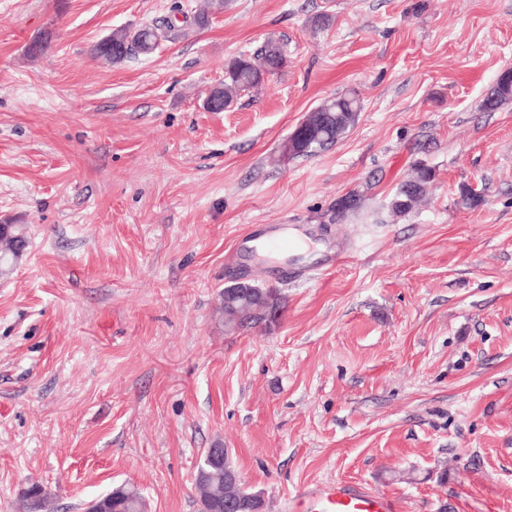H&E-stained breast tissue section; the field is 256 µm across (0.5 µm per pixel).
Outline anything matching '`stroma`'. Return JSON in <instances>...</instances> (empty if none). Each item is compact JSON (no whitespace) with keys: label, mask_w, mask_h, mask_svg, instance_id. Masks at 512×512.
I'll return each mask as SVG.
<instances>
[{"label":"stroma","mask_w":512,"mask_h":512,"mask_svg":"<svg viewBox=\"0 0 512 512\" xmlns=\"http://www.w3.org/2000/svg\"><path fill=\"white\" fill-rule=\"evenodd\" d=\"M172 3L0 0V224L27 237L0 276V512L35 484L50 512L121 486L198 512L210 448L265 512L336 483L396 512H512V101L482 108L512 0H226L153 56L95 55ZM270 38L287 67L207 110ZM346 91L356 124L283 159ZM420 164L426 202L393 215ZM261 224L312 225L316 250L235 253ZM238 281L276 288L279 317L226 332Z\"/></svg>","instance_id":"obj_1"}]
</instances>
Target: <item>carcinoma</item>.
<instances>
[{
  "label": "carcinoma",
  "mask_w": 512,
  "mask_h": 512,
  "mask_svg": "<svg viewBox=\"0 0 512 512\" xmlns=\"http://www.w3.org/2000/svg\"><path fill=\"white\" fill-rule=\"evenodd\" d=\"M180 31L176 20L166 18L158 24L145 25L137 29H117L112 35L95 46L96 53L113 62L124 61L132 54L148 56L153 54L160 43L167 41ZM286 63L283 46L274 39H268L251 55L238 56L226 68L224 82L213 87L208 94L206 106L213 111L231 107L242 96L261 84L264 75L280 70ZM512 100V70L501 72L484 99V108L490 112ZM361 104L352 93L339 94L317 106L308 117L306 132L294 144V156H313L333 147L343 135L355 125ZM433 171L420 165L414 169L398 187L392 201V211L397 215L411 212L425 196L428 184L433 180ZM349 205L336 200L334 218L341 221L360 208V196L348 194ZM25 235L14 224L0 242V271L9 268L22 253L19 243ZM270 288L249 285L245 288L224 290V323L227 326L258 325L265 321V309ZM207 491L198 496L200 510L212 509L207 501L216 498H236L241 502V512H255L261 504L257 494L247 492L242 485L224 482V476L215 474L206 481ZM104 498L115 499L122 504L123 512H135L139 494L132 489H114Z\"/></svg>",
  "instance_id": "1"
}]
</instances>
